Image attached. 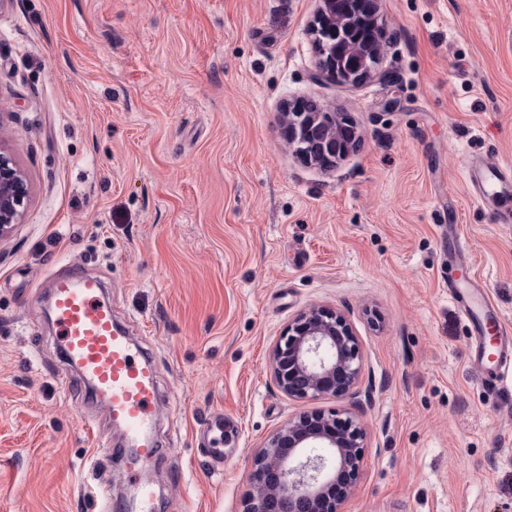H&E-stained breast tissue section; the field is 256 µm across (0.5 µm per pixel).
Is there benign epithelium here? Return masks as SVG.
Here are the masks:
<instances>
[{
  "mask_svg": "<svg viewBox=\"0 0 512 512\" xmlns=\"http://www.w3.org/2000/svg\"><path fill=\"white\" fill-rule=\"evenodd\" d=\"M363 0H323L318 14L321 73L354 88L381 76L383 48L362 40ZM288 144L310 166L326 167L355 146L353 122L314 106L288 112ZM30 196L26 175L0 147V239L10 235ZM273 380L303 401L361 392L362 352L344 313L312 307L288 324L270 353ZM366 433L342 410H313L288 420L258 449L244 512H341L362 474Z\"/></svg>",
  "mask_w": 512,
  "mask_h": 512,
  "instance_id": "7a95c632",
  "label": "benign epithelium"
}]
</instances>
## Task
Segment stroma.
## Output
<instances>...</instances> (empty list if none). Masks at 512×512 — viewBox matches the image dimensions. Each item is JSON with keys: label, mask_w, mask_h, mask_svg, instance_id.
Instances as JSON below:
<instances>
[{"label": "stroma", "mask_w": 512, "mask_h": 512, "mask_svg": "<svg viewBox=\"0 0 512 512\" xmlns=\"http://www.w3.org/2000/svg\"><path fill=\"white\" fill-rule=\"evenodd\" d=\"M320 7L0 0V146L31 187L0 240V512H90L97 481L128 512H242L256 450L315 408L366 430L343 512H512V376L486 390L440 278L461 230L512 322V229L463 176L512 162V0H380L383 75L359 88L317 74ZM299 99L347 113L360 147L299 162L280 120ZM71 261L156 362L147 501L45 320ZM312 306L346 315L369 395L276 387L269 352ZM209 418L223 447L195 440Z\"/></svg>", "instance_id": "obj_1"}]
</instances>
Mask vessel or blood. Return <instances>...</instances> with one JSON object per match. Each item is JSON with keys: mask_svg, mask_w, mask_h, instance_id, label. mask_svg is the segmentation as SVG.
I'll use <instances>...</instances> for the list:
<instances>
[{"mask_svg": "<svg viewBox=\"0 0 512 512\" xmlns=\"http://www.w3.org/2000/svg\"><path fill=\"white\" fill-rule=\"evenodd\" d=\"M470 181L476 185L481 203L497 202L498 221L512 224V165H469ZM470 293L448 282V294L462 317L475 330H483L499 313L478 277L469 281ZM103 283L87 274L81 265L70 264L66 273L53 279L54 323L69 364L83 382L93 388L110 422L122 427L136 450V478L144 480L157 456L150 435L158 396L154 364L131 343L126 331L112 318V306L103 297ZM503 338L492 367L484 369L486 389H497L512 375V325L500 322Z\"/></svg>", "mask_w": 512, "mask_h": 512, "instance_id": "1", "label": "vessel or blood"}]
</instances>
